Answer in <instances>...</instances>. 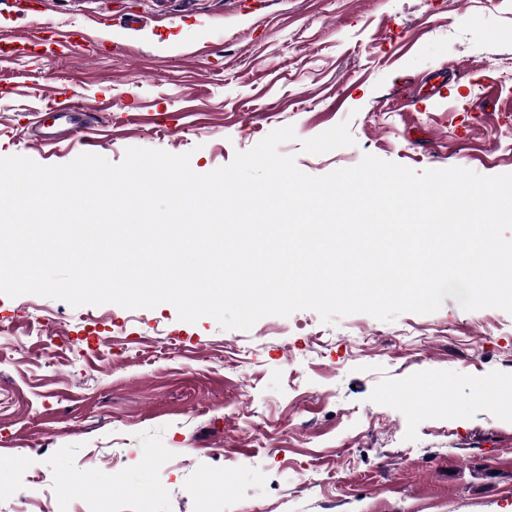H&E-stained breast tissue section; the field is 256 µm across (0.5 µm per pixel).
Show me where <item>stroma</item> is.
Here are the masks:
<instances>
[{"mask_svg":"<svg viewBox=\"0 0 512 512\" xmlns=\"http://www.w3.org/2000/svg\"><path fill=\"white\" fill-rule=\"evenodd\" d=\"M0 157L128 148L199 174L270 132L323 176L370 154L512 173V0H0ZM448 92L423 97L437 71ZM493 97H485L486 85ZM89 115L33 144L55 100ZM0 512H512V314L463 310L247 331L168 303L0 294ZM87 486L65 494L61 476Z\"/></svg>","mask_w":512,"mask_h":512,"instance_id":"1","label":"stroma"}]
</instances>
